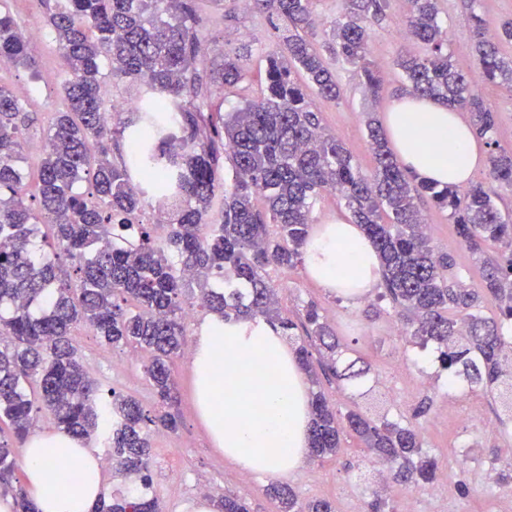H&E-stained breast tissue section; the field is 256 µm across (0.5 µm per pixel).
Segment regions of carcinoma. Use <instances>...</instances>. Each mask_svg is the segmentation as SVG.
I'll use <instances>...</instances> for the list:
<instances>
[{
    "instance_id": "obj_1",
    "label": "carcinoma",
    "mask_w": 512,
    "mask_h": 512,
    "mask_svg": "<svg viewBox=\"0 0 512 512\" xmlns=\"http://www.w3.org/2000/svg\"><path fill=\"white\" fill-rule=\"evenodd\" d=\"M49 14L68 80L64 108L43 134L38 201L26 203L19 166L29 117L0 86V424L23 441L45 410L57 429L112 448L113 473L130 484L96 504L94 512H162L150 495L149 435L176 431L177 386L170 364L186 344L185 308L197 306L224 319L263 318L284 335L303 329L297 348L301 369L316 376L307 344L321 346V365L364 398L368 368L354 359L337 366L340 341L320 309L305 308L299 324L281 315L267 272L304 261L310 213L324 193H334L375 248L384 292L405 312L407 334L433 344L448 381L462 375L471 390L496 392L512 414V216L498 208L497 187L512 188V155L490 153L491 182L468 187L439 185L410 175L387 145L377 119L367 122L375 160L365 174L352 153L322 126L297 75L318 96L339 98L331 62L360 70L365 90L380 98L384 75L369 58V30L387 17L390 0H340L331 37L314 41L313 0H254L288 22V35L267 56L262 97L221 113L207 81L195 67L202 18L194 0H61ZM402 24L422 52L398 60L414 95L468 109L472 124L491 146L497 113L479 93L482 84H512V21L490 31L481 11L469 21L476 69L464 73L448 54V34L438 22L439 0H409ZM0 55L28 61V41L14 17L0 11ZM125 83L139 105L109 128L104 100L107 79ZM224 86L244 78L241 56L224 54ZM128 145V160L109 159L112 139ZM231 165V185L220 175ZM88 190L78 192L80 182ZM152 197L168 202L163 225L146 223ZM429 199L448 212L466 247L484 253L479 287L450 273L453 259L435 254L424 232L419 202ZM47 228L54 255L44 250ZM69 263L65 271L59 259ZM247 286V293L226 289ZM492 301L499 318L483 316ZM86 324L107 346L136 343L153 357L145 373L160 410L147 412L125 397L105 399L100 384L80 361L71 329ZM311 455L338 453L337 412L324 393L311 394ZM346 426L367 452L388 467L393 482L423 487L437 463L423 449L415 428L375 419L359 410ZM267 494L282 512H333L324 499L299 504L285 485ZM16 512H37L15 476V448L0 439V498ZM219 512H249L232 495Z\"/></svg>"
}]
</instances>
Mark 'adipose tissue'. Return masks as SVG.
Wrapping results in <instances>:
<instances>
[{
  "instance_id": "adipose-tissue-1",
  "label": "adipose tissue",
  "mask_w": 512,
  "mask_h": 512,
  "mask_svg": "<svg viewBox=\"0 0 512 512\" xmlns=\"http://www.w3.org/2000/svg\"><path fill=\"white\" fill-rule=\"evenodd\" d=\"M387 136L403 167L440 184L468 185L485 152L470 123L440 102L413 95L385 114ZM324 288L359 301L376 288L377 253L358 225H320L305 254ZM198 412L216 448L244 470L288 477L310 454V396L297 355L262 319L207 315L193 338ZM19 463L39 512H93L109 490L101 463L81 439L56 431L31 435Z\"/></svg>"
}]
</instances>
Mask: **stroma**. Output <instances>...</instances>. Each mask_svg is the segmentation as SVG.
<instances>
[{
  "label": "stroma",
  "instance_id": "obj_1",
  "mask_svg": "<svg viewBox=\"0 0 512 512\" xmlns=\"http://www.w3.org/2000/svg\"><path fill=\"white\" fill-rule=\"evenodd\" d=\"M205 20L199 32L209 52L198 59L200 72L210 75L209 89L214 101L232 110L247 100L259 99L265 89L266 57L277 47V28L282 21L271 11L241 8L238 0H224L223 10H215L211 0H196ZM406 0H391L389 18L373 27L370 37L372 59L383 70L386 82L381 99L366 95L359 71L348 64H336L341 97L336 101L315 99L325 128L349 148L364 171L374 167L365 131L367 116L383 118L389 103L405 95L407 84L396 66L400 52L410 48L400 38L401 15ZM448 33V53L455 67L473 71L477 60L469 26L468 0H442L438 16ZM248 45L251 53L244 60L245 76L232 89H225L218 76L224 67L225 53ZM29 64L22 65L0 57V86L8 89L34 119L27 130L28 141L42 137L52 112L64 105L61 86L67 78L53 37L30 41ZM480 92L498 114L493 135L499 151L512 153V87L487 85ZM420 208L427 219V234L437 251L449 254L454 271L470 286H478L482 267L476 257L457 238L448 214L424 200ZM269 277L278 290V306L283 314L299 319L308 304H317L337 335L348 347V359H361L370 367L374 392L363 403L370 414L388 415L410 424L420 433L423 446L439 461L434 486L449 487L457 512H502L504 500L512 490L484 486L481 474L497 469L512 459V421H500L495 394L476 392L471 402L455 401L459 385L449 383L436 361L433 348H420L411 339L392 332L398 322L395 308L379 299L377 293L354 303L323 288L306 271L305 265L273 268ZM74 340L83 365L101 384L103 394L117 393L137 400L144 409L157 405L143 366L146 351L127 346H104L84 326L74 331ZM406 355L407 381L401 392H394L393 356ZM172 373L178 389L179 428L171 433L160 430L151 440V492L164 512H185L197 497L195 481L207 479L217 495L232 493L250 506L251 512H279V504L266 489L269 477L253 473L243 476L240 466L215 448L207 428L199 418L193 401V373L189 356L175 359ZM431 407L423 416L414 410L422 399ZM380 478V469L369 462L361 442L350 432L341 434V451L320 461H306L288 477L298 498L330 500L335 512H368V504Z\"/></svg>",
  "mask_w": 512,
  "mask_h": 512
}]
</instances>
